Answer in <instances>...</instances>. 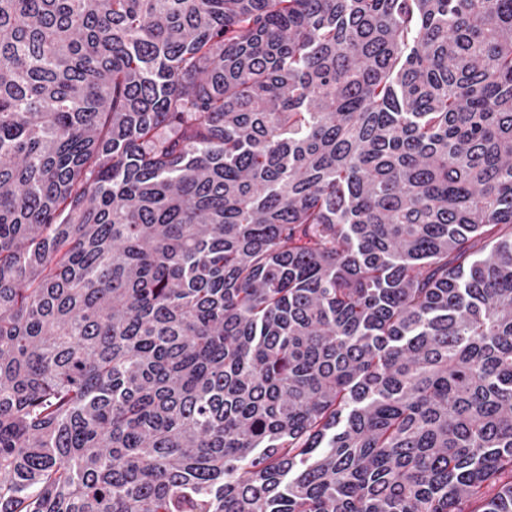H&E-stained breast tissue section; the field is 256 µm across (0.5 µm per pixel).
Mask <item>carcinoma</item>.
<instances>
[{
  "label": "carcinoma",
  "instance_id": "obj_1",
  "mask_svg": "<svg viewBox=\"0 0 512 512\" xmlns=\"http://www.w3.org/2000/svg\"><path fill=\"white\" fill-rule=\"evenodd\" d=\"M0 512H512V0H0Z\"/></svg>",
  "mask_w": 512,
  "mask_h": 512
}]
</instances>
